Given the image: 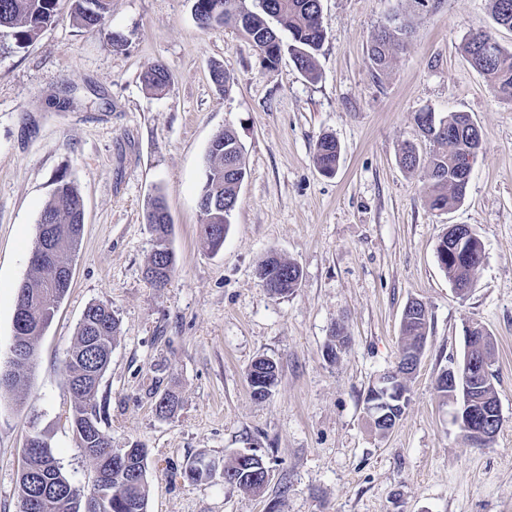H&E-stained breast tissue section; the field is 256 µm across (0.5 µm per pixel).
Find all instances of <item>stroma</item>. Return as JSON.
<instances>
[{
    "label": "stroma",
    "instance_id": "35a3bbf8",
    "mask_svg": "<svg viewBox=\"0 0 512 512\" xmlns=\"http://www.w3.org/2000/svg\"><path fill=\"white\" fill-rule=\"evenodd\" d=\"M60 0L59 17L32 44L0 50V364L13 340L17 285L31 273L38 215L59 175L84 200L71 288L37 343L23 401L0 397V512H18L17 478L31 428L48 430L67 477L92 490L95 467L66 411L67 350L86 306L112 307L121 333L97 394L113 448L148 450V512H512V102L461 53L470 34L496 27L490 0H321L325 41L308 77L290 58L265 66L230 27L200 29L192 0H112L104 33L88 31ZM408 18L412 34L374 72L367 49L380 26ZM121 33L123 50L108 35ZM160 64L165 92L144 72ZM233 79L229 92L212 65ZM469 114L481 131L463 201L430 208L425 169L400 163L404 144L428 160L417 112ZM232 128L247 177L218 252L199 240L198 196L213 135ZM335 137V176L313 151ZM162 197L173 221L176 266L166 287L145 269L154 236L147 206ZM451 224L474 228L484 262L457 295L436 254ZM297 264L292 294L270 295L257 274L267 254ZM429 311L424 356L408 382L401 420L380 435L365 397L399 357L411 300ZM494 342L491 370L503 424L471 444L437 392L444 367L462 361L469 327ZM346 344L325 356L332 329ZM274 360L271 395L254 399L251 363ZM177 394L163 419L155 403ZM258 449L272 477L261 493L192 482L197 457L223 466Z\"/></svg>",
    "mask_w": 512,
    "mask_h": 512
}]
</instances>
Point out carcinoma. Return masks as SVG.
<instances>
[{
  "label": "carcinoma",
  "mask_w": 512,
  "mask_h": 512,
  "mask_svg": "<svg viewBox=\"0 0 512 512\" xmlns=\"http://www.w3.org/2000/svg\"><path fill=\"white\" fill-rule=\"evenodd\" d=\"M321 0H193L196 22L202 29L231 26L239 15L249 18L250 29L245 35L257 34L255 46L265 47L263 33L273 30L275 21L288 31V40L278 39L275 51L288 53L295 65L304 73L316 74V55L324 42L320 24ZM492 18L496 25L512 28V0H491ZM59 0H0V37H9L17 49L28 47L44 27L53 23L58 15ZM112 0H72L73 20L89 31L101 29ZM408 34L403 22L394 28L382 27L373 37L368 49L372 69L386 70ZM484 33L469 36L463 52L469 65L482 74L493 86L499 99L512 101V52L501 45L496 54H484L480 41ZM145 84L155 91L165 90L171 75L161 64L151 66L143 76ZM423 136L433 145L429 157L427 198L435 210H450L464 199L467 189L459 174L458 160L472 151L481 139V132L468 115L452 112L446 116H433L419 126ZM340 158L336 139L324 134L314 148V162L324 174L335 172ZM204 183L198 198L201 216L199 237L212 252L219 251L224 238L213 235V226L229 230L231 218L239 202L238 188L247 176L243 159V146L235 133L225 129L214 135L206 157ZM146 222L155 235V247L147 265L148 281L155 288L169 283L175 264L174 252L169 244L172 222L163 198L151 200L146 211ZM57 225L56 264L70 266L81 243L83 227V200L75 184L65 175L56 179L51 198L40 211L37 224ZM440 267L451 281L461 282L476 274L478 266L470 264L463 270L452 255L439 258ZM34 274L16 288V302L37 301L31 320L13 325V343L26 350V358L10 361L0 368V375L11 378L0 380V395L17 394L37 358V341L53 322L58 308L71 285L51 275L50 269L37 262L31 263ZM263 288L287 295L297 288L302 277L300 268L273 254L267 255L258 266ZM428 312L422 305L406 312L401 322L400 356L411 357L420 352L427 338ZM120 333V321L104 303L92 302L85 308L78 324L73 345L67 352L65 364L68 372L71 405L66 419L76 434L79 447L94 462L95 472L105 477L110 485V496H99V490L86 493L73 484L56 458L49 438L42 434L35 448L22 455L18 478V500H32L30 512H147L148 450L143 446L122 448L129 469L140 473L139 479L127 481L126 475L112 470V436L102 428L104 411L97 402L100 382L108 370L112 350ZM277 364L262 358L255 360L247 372L248 384L271 392L277 382ZM179 399L171 393L162 394L155 403L156 414L162 417L174 414ZM254 468L247 460L236 455L224 464V484L257 493L263 489L253 477Z\"/></svg>",
  "instance_id": "obj_1"
}]
</instances>
